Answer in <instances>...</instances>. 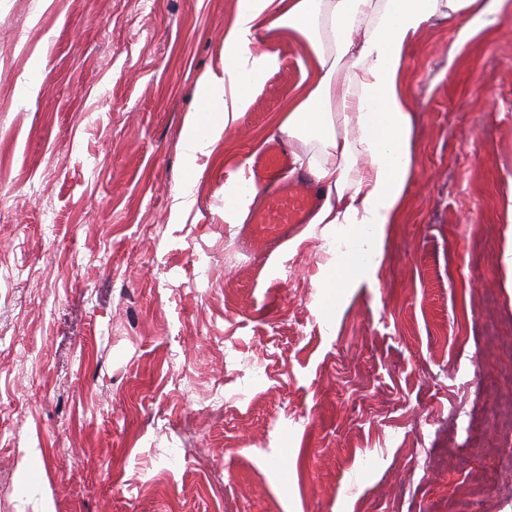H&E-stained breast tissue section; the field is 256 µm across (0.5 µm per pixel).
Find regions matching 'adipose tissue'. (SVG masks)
Listing matches in <instances>:
<instances>
[{"mask_svg":"<svg viewBox=\"0 0 512 512\" xmlns=\"http://www.w3.org/2000/svg\"><path fill=\"white\" fill-rule=\"evenodd\" d=\"M507 2L239 0L224 28L222 68L202 75L198 105L184 118L186 153L204 152L234 128L278 70V51L256 49L257 35L303 40L308 65L277 130L296 143L297 167L321 188L314 223L335 229L345 248L322 287L369 274L413 172L408 48L441 16L458 23L454 46L462 48L475 34L472 18L500 12Z\"/></svg>","mask_w":512,"mask_h":512,"instance_id":"adipose-tissue-1","label":"adipose tissue"}]
</instances>
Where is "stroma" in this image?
<instances>
[{
  "label": "stroma",
  "mask_w": 512,
  "mask_h": 512,
  "mask_svg": "<svg viewBox=\"0 0 512 512\" xmlns=\"http://www.w3.org/2000/svg\"><path fill=\"white\" fill-rule=\"evenodd\" d=\"M236 7L0 0V512H512V14L416 40L405 206L333 291L323 225L253 259L224 220L301 42L186 166Z\"/></svg>",
  "instance_id": "stroma-1"
}]
</instances>
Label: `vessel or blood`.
Returning <instances> with one entry per match:
<instances>
[{
	"label": "vessel or blood",
	"mask_w": 512,
	"mask_h": 512,
	"mask_svg": "<svg viewBox=\"0 0 512 512\" xmlns=\"http://www.w3.org/2000/svg\"><path fill=\"white\" fill-rule=\"evenodd\" d=\"M293 157L284 140H275L258 152L247 165L263 196L240 237L243 251L250 256H261L272 251L285 240L290 230L308 223L320 193L309 182L289 179Z\"/></svg>",
	"instance_id": "obj_1"
}]
</instances>
